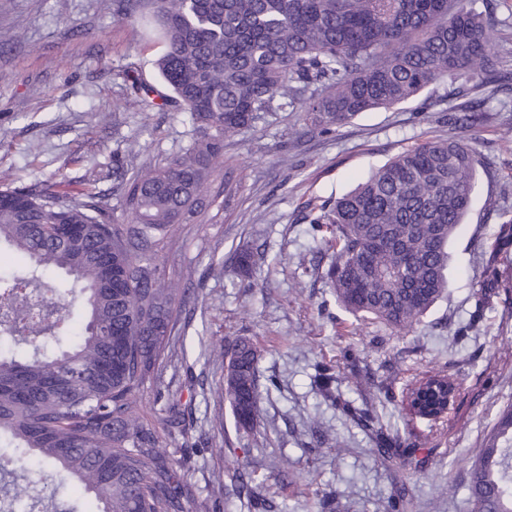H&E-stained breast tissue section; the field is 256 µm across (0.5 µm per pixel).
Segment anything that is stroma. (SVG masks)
Here are the masks:
<instances>
[{
	"label": "stroma",
	"instance_id": "1",
	"mask_svg": "<svg viewBox=\"0 0 512 512\" xmlns=\"http://www.w3.org/2000/svg\"><path fill=\"white\" fill-rule=\"evenodd\" d=\"M493 48L495 76L466 95L442 82L329 133L303 112L279 110L225 138L215 166L231 172L232 194L216 180L203 222L180 226L157 258L176 288L177 324L161 383L146 382L138 393L149 420L163 415L158 385L192 393L186 426L191 435L206 433L209 448L181 471L195 491L189 512H204L217 497L211 473L218 468L226 512H254L233 492L239 475L290 512H318L324 493L335 496L339 512H391L388 502L403 488L409 512H472V463L512 407V292L482 288L501 224L512 218V154L497 141L499 127L512 124V104L497 106L512 86L511 26L498 27ZM163 49L143 8L124 16L114 0H0V177L17 185L61 177L74 193L111 171L128 140L139 148L130 166L165 162L187 146L188 113L126 104V68L163 89L155 65ZM471 101L478 104L473 124L444 118ZM429 139L466 141L480 160L471 209L449 247L448 290L405 332L354 321L321 277L332 252L308 214ZM243 248L255 253L247 288L232 261ZM215 262L223 276L209 274ZM187 267L195 270L189 280L180 276ZM241 336L260 355L261 377L279 381L262 393L248 434L236 430L221 393L225 363L209 352L211 343ZM326 363L336 367L328 389L317 379ZM437 372L459 386L447 418L406 416L403 390ZM368 408L376 409L383 437L362 425L359 413ZM382 442L397 452L396 463H383ZM24 479L33 496L96 512L75 484L58 485L39 467Z\"/></svg>",
	"mask_w": 512,
	"mask_h": 512
}]
</instances>
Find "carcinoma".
Listing matches in <instances>:
<instances>
[{"mask_svg":"<svg viewBox=\"0 0 512 512\" xmlns=\"http://www.w3.org/2000/svg\"><path fill=\"white\" fill-rule=\"evenodd\" d=\"M508 0H151L164 51L162 105L190 115L188 147L138 170L117 164L112 191L89 184L73 200L61 182L0 185V243L27 263L0 274V338L40 356L0 354V489L10 510L37 503L18 477L37 461L83 488L97 512H186L191 487L159 430L179 434L182 463L208 449L181 427L179 404L157 388L166 416H141L137 392L160 381L175 289L156 257L181 224L203 222L224 137L266 112L299 107L323 133L362 112L390 109L441 81L462 90L496 71L490 34L512 24ZM129 103L156 106L132 82ZM479 159L464 141L426 140L390 159L311 219L332 234L325 277L356 320L395 332L417 325L448 288V243L469 211ZM489 259L485 289L512 288ZM41 296L77 293L85 322ZM226 358L224 391L238 429L257 424L258 354L239 338L212 344ZM473 512H512V448L497 439L472 465Z\"/></svg>","mask_w":512,"mask_h":512,"instance_id":"obj_1","label":"carcinoma"}]
</instances>
